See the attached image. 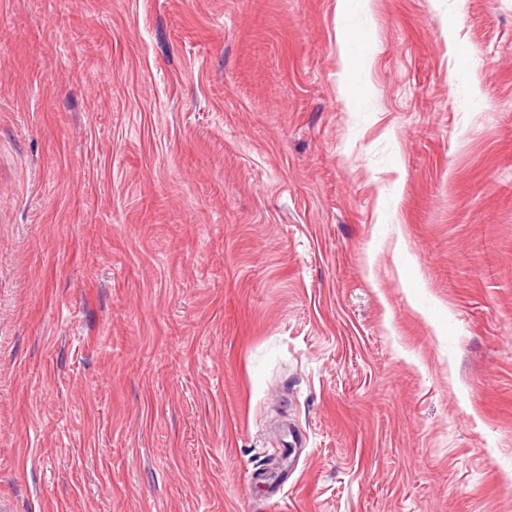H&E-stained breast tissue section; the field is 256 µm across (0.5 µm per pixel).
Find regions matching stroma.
Wrapping results in <instances>:
<instances>
[{
    "label": "stroma",
    "instance_id": "obj_1",
    "mask_svg": "<svg viewBox=\"0 0 512 512\" xmlns=\"http://www.w3.org/2000/svg\"><path fill=\"white\" fill-rule=\"evenodd\" d=\"M358 23L0 0V512H512V0Z\"/></svg>",
    "mask_w": 512,
    "mask_h": 512
}]
</instances>
